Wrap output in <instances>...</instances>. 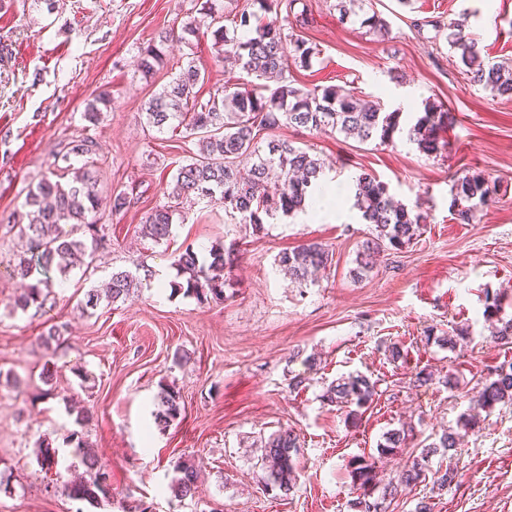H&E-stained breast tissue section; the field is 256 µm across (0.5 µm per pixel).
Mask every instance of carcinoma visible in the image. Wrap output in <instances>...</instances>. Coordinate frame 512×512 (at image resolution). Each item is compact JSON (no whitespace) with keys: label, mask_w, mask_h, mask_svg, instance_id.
<instances>
[{"label":"carcinoma","mask_w":512,"mask_h":512,"mask_svg":"<svg viewBox=\"0 0 512 512\" xmlns=\"http://www.w3.org/2000/svg\"><path fill=\"white\" fill-rule=\"evenodd\" d=\"M300 2L253 0L258 11L283 14L284 25L275 28L260 23L257 11L239 7V0H197L199 18L186 22L178 39L195 35L198 26L206 24L217 54L233 61L260 83L227 82L205 98L202 88L206 73L190 57L180 65L176 77L148 102L146 119L150 126L160 132L182 128L197 138L198 152L180 165L174 176L173 198L195 195L219 202L231 218L237 217L239 223L259 230L274 216L289 217L302 210L322 173L316 156L286 139L270 138L263 142L262 132L288 124L320 133L338 132L360 142L377 140L381 145L394 144V136L400 131L401 112H385L378 102H364L351 88L329 85L309 89L295 87L288 81L289 61L307 67L316 55L315 48L295 31V26L303 22V13L295 11ZM355 3L357 0H337L340 19L355 16L361 26L374 32L388 30L383 18L375 13L359 14L354 9ZM467 16L465 12L462 19L447 25L438 20L435 26L448 27L449 49L472 85L490 91L495 97L512 99V65L490 64L482 58L477 39L466 32ZM169 40L170 33L165 31L158 35V41L140 48L137 68L143 76H152L167 67L169 59L164 46ZM110 102L108 94L98 96L83 113V119L97 123L101 107ZM455 124V114L443 103L427 100L412 129L413 142L423 154L440 156L451 150V143L442 133ZM96 151L97 144L90 138L64 148L55 154V159L67 163L64 171L71 174V180L64 182L61 175L51 170L29 188L24 202L30 208L28 223L12 225L27 245L26 252L12 266V274L23 281L14 307L23 311L30 307L43 308L54 299L52 272L63 277L70 272L75 258L92 259L96 252L107 247L103 227L95 219L100 201L92 161ZM73 155L82 158L81 166L71 163ZM353 187L355 205L363 220L373 225L376 232L374 239L357 252L352 274L360 279L373 268L376 254L385 249L399 250L418 237L426 216L395 200L388 186L371 174L356 177ZM495 193V182L488 175L465 171L451 186L457 220L463 224L479 220ZM175 214L176 209L169 206L152 211L144 222L143 234L156 242L167 239ZM233 261L231 246L211 247L209 256L202 261L192 248H186L176 260L183 280L173 284L174 292L192 295L200 301L224 299L225 271ZM331 261L329 249L318 243L283 251L277 259L278 265L299 283L326 268ZM137 281L139 278L129 271L114 272L104 295L90 291L85 307L94 308L103 298L113 304L124 302L137 287ZM497 322L492 337L512 344V318H499ZM376 395L377 382L350 374L327 387L323 399L349 409L348 417L355 421L358 410L371 404ZM158 398L163 410L156 417L157 424L166 426L181 415L180 394L163 388ZM472 401L484 411L512 403V363L497 367ZM478 426L476 416L462 415L457 428L444 431L438 442L414 457L410 467L402 472L399 484L411 487L429 479L432 488H446L456 474L448 469H429V457L441 450L448 453L455 450L461 432L468 433ZM406 440L405 430H395L385 437L380 453H391L403 447ZM68 441L81 457L86 475L78 481L64 483L63 491L74 500L91 503L100 497H110L109 475L83 433L72 431ZM297 448L299 437L292 430L281 431L268 440L261 456L265 485L284 493L292 488L296 480ZM174 469L180 473L174 485L175 495L182 499L195 497L196 468L179 460ZM351 478L354 487L360 490L355 502L360 512H382L383 501L397 492L391 481L378 487L375 462L364 457L352 460ZM378 489L381 496L377 500L373 495Z\"/></svg>","instance_id":"carcinoma-1"}]
</instances>
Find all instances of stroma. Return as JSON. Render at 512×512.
Returning a JSON list of instances; mask_svg holds the SVG:
<instances>
[{
	"label": "stroma",
	"mask_w": 512,
	"mask_h": 512,
	"mask_svg": "<svg viewBox=\"0 0 512 512\" xmlns=\"http://www.w3.org/2000/svg\"><path fill=\"white\" fill-rule=\"evenodd\" d=\"M301 35L319 54L310 67L291 66L297 86L336 85L401 109L391 146L289 125L274 129L315 154L323 181L341 187L332 215L313 210L271 220L260 231L226 217L220 204H185L166 240L142 233L155 208L171 205L172 177L197 150L185 132L148 127L145 102L175 75L164 69L144 79L139 47L162 29H178L196 0H60L47 12L41 0H15L0 10V512H353L357 493L347 465L374 459L380 479L397 480L413 455L469 413L471 398L512 344L494 342L484 315L487 296L500 295L512 317V101L471 85L457 67L437 20L471 10L470 31L485 57L512 61V0H365L363 8L390 24L386 35L359 23H340L336 0H306ZM195 54L207 89L228 75L209 34L167 45L171 63ZM111 103L98 123L84 120L100 93ZM441 101L458 124L446 132L453 149L434 158L408 140L421 102ZM98 145L102 201L96 214L111 240L90 265L56 277L55 299L44 309H14L20 286L8 266L23 251L12 229L26 222L25 196L68 143ZM472 167L497 184L496 204L471 224L450 208L451 176ZM388 184L403 203L429 218L420 237L381 253L354 279L358 249L373 238L355 205L351 184L361 173ZM130 206L113 210L111 194ZM235 244L237 257L220 303L172 293L177 256L193 248L207 256L215 242ZM316 241L332 262L317 278L296 283L277 265L284 250ZM146 265L165 286L144 281L123 302L84 311L90 289L113 271ZM58 326L64 342L47 351L40 336ZM466 338H456L459 328ZM453 335V345L426 342L427 332ZM405 353L391 360L389 346ZM51 381H44L43 371ZM432 375L417 385L419 371ZM377 380L379 394L358 422L327 404L330 383L348 374ZM306 377L294 390V376ZM181 394L183 412L161 427L158 392ZM87 411L84 437L111 474L112 496L91 504L69 498L64 482L83 467L66 440L71 406ZM300 436L297 480L290 493L265 487L258 467L272 435ZM409 429L406 447L378 452L388 431ZM59 450L44 471L35 450ZM191 460L202 478L194 499L170 489L173 463ZM431 468L458 475L434 494L425 484L399 492L386 512H413L429 496L432 512H512V405L480 415L454 455L432 456Z\"/></svg>",
	"instance_id": "obj_1"
}]
</instances>
